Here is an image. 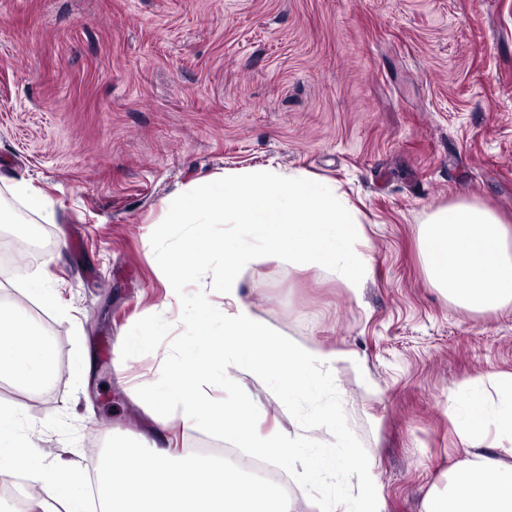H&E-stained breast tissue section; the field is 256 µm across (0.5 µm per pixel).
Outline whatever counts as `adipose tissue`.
Here are the masks:
<instances>
[{
	"mask_svg": "<svg viewBox=\"0 0 512 512\" xmlns=\"http://www.w3.org/2000/svg\"><path fill=\"white\" fill-rule=\"evenodd\" d=\"M168 223L183 228L181 246L159 262L174 283L189 279L191 254L221 255L224 325L212 331L210 305L198 302L192 339L167 373L146 380L136 398L156 425L140 445L106 451L98 482V512H294L281 486L258 481L245 467L171 446L173 420L229 434L236 447L273 458L294 481L313 487L312 512H386L379 463L348 466L350 443L340 427L342 395L336 374L360 367L351 350L292 342L259 317L240 294L243 269L282 260L330 273L359 295L373 273L358 211L330 182L305 172L229 171L204 193L183 192L162 202ZM214 224L228 225L212 236ZM241 224L244 234L232 232ZM428 281L469 309L512 303V225L491 209L458 201L434 212L421 236ZM25 302L59 309L58 289L39 277L21 290ZM24 302V304H25ZM24 304L0 314V380H19L33 395L54 376L53 354ZM249 377L286 404L291 430L260 432L248 391L230 401L202 398L206 380L225 387ZM449 415L459 444L456 462L431 486L421 512H512V373L486 372L451 400ZM20 412L0 404V477L28 474L30 512H83L87 484L75 461L46 464L28 451Z\"/></svg>",
	"mask_w": 512,
	"mask_h": 512,
	"instance_id": "adipose-tissue-1",
	"label": "adipose tissue"
}]
</instances>
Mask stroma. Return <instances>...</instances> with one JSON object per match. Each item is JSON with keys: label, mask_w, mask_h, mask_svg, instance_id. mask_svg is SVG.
<instances>
[{"label": "stroma", "mask_w": 512, "mask_h": 512, "mask_svg": "<svg viewBox=\"0 0 512 512\" xmlns=\"http://www.w3.org/2000/svg\"><path fill=\"white\" fill-rule=\"evenodd\" d=\"M300 170L359 211L374 269L360 296L288 262L247 268L241 294L308 345L354 350L341 426L354 458L379 457L388 512H421L457 443L448 402L479 372L512 373V305L476 312L427 279V217L459 200L512 222V0H0V203L13 184L50 196L39 251L0 262V304L38 276L65 310L28 304L59 374L38 395L0 382L45 461L99 467L100 447L152 422L131 386L171 364L200 296L223 327L199 258L170 292L159 252L179 233L163 198L224 172ZM158 326L148 344L122 338ZM87 381L70 374L83 350Z\"/></svg>", "instance_id": "stroma-1"}]
</instances>
